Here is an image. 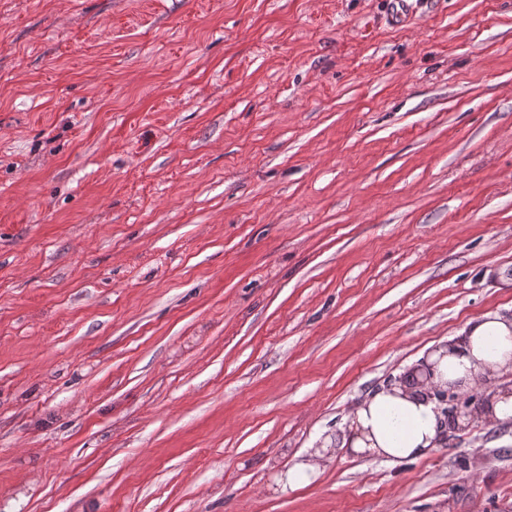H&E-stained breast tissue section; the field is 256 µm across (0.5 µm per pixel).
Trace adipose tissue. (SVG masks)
I'll return each instance as SVG.
<instances>
[{"instance_id":"adipose-tissue-1","label":"adipose tissue","mask_w":512,"mask_h":512,"mask_svg":"<svg viewBox=\"0 0 512 512\" xmlns=\"http://www.w3.org/2000/svg\"><path fill=\"white\" fill-rule=\"evenodd\" d=\"M431 366L434 385L458 393L482 391L473 412L487 423L512 421V390L492 388L512 375V315L487 312L470 320L459 335L421 359ZM445 434L443 417L422 389L397 383L381 386L355 405L344 421L341 447L396 464L426 457Z\"/></svg>"}]
</instances>
